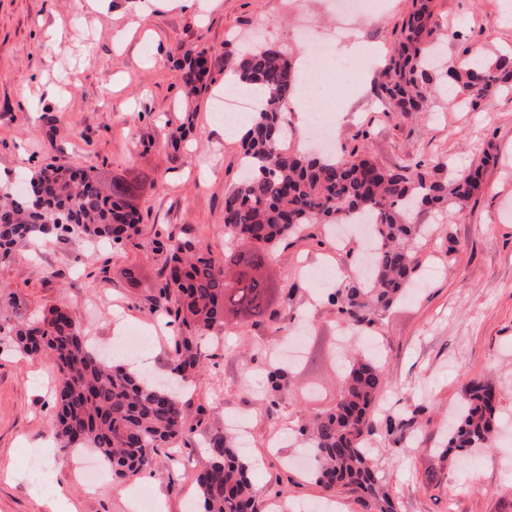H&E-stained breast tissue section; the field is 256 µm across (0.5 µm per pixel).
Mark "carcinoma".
<instances>
[{
    "instance_id": "cac0c4a2",
    "label": "carcinoma",
    "mask_w": 512,
    "mask_h": 512,
    "mask_svg": "<svg viewBox=\"0 0 512 512\" xmlns=\"http://www.w3.org/2000/svg\"><path fill=\"white\" fill-rule=\"evenodd\" d=\"M431 4L412 0L396 46L379 73L378 93L396 112H424L430 90L441 86L461 95L475 111L486 98L512 86V55L489 64L479 59L463 67H433L442 32ZM224 63L240 83L258 85L264 92L240 138L244 173L224 194V228L247 247L236 254L242 269L229 278L224 266L193 241L170 237L153 311L201 334L224 326L227 310L261 321L275 295L260 273L272 249L306 224H361L371 239L365 272L342 280L328 300L353 325L372 327L381 311L404 296L417 274L414 248L423 228L414 222V214L463 210L496 156L485 152L467 171L454 172L445 163L430 166L421 160L388 169L364 145L344 148L339 157L290 151L283 147L288 127L282 106L297 79L288 54L267 46L241 51L226 43ZM204 64L203 51L183 58L185 85L192 92L202 81ZM134 193L135 186L126 181H106L90 170L62 164L34 170L21 196L0 183V260L10 259L21 241L77 235L120 245L140 233ZM3 331L19 353H48L59 367L61 390L50 424L52 437L63 448L95 449L115 477L130 478L149 469L185 430L178 391L186 380L200 377L194 337L174 341L170 366L180 381L172 384L102 359L67 308L12 325L0 323ZM281 377L280 368L268 373L273 407L281 397ZM385 385L376 359L351 358L336 404L296 430L311 448L315 483L329 495L353 497L361 512H397L394 495L367 452ZM498 392L490 377L469 381L444 453L492 447ZM205 451L206 461L195 476L198 512H258V489L250 477L256 462L242 457L225 433L213 435Z\"/></svg>"
}]
</instances>
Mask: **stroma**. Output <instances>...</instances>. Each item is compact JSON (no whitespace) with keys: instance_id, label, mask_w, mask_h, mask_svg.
Segmentation results:
<instances>
[{"instance_id":"obj_1","label":"stroma","mask_w":512,"mask_h":512,"mask_svg":"<svg viewBox=\"0 0 512 512\" xmlns=\"http://www.w3.org/2000/svg\"><path fill=\"white\" fill-rule=\"evenodd\" d=\"M411 0H384L372 17L341 38L329 0H198L193 9L160 0H0V182L61 162L95 169L139 188L140 235L124 246H92L80 237L21 242L0 261V297L38 318L56 307L73 311L111 362H145L156 377L170 376L178 325L161 324L151 310L165 254L157 243L189 237L216 262L232 242L224 229V194L240 175L237 136L225 133L216 105L228 72L224 43L262 26L267 43L292 57L306 45L297 29L306 18L317 37L337 41L336 56L356 57L369 44L371 60L354 91L338 98L336 136L345 146L366 144L380 165L407 159L445 161L466 168L482 151L497 155L481 191L453 214L420 212L432 226L415 249L421 285L373 327L350 332L327 301L334 277L315 281L322 265L356 266L363 236L337 245L325 225H308L274 252L265 273L277 290L272 316L238 319L216 335L195 340L200 380L182 392L189 427L176 447L161 452L137 478L105 479L88 488L74 466L57 467L49 426L60 373L46 353L22 358L0 341V512H49L36 500L65 487L75 512H134L131 494L150 488L160 512H191L195 463L205 440L227 420L248 423L242 456L252 473L260 512L283 491L290 512H317L327 497L291 463L289 435L335 405L343 365L332 348L376 345L387 388L376 405L371 460L392 487L398 512H512V432L491 449L445 455L448 418L463 389L489 373L500 383V423L512 424V91L478 110L436 100L430 114L390 112L377 94L379 70ZM448 63L476 54L492 61L512 52V0H434ZM75 30L55 45L52 25ZM205 52L208 74L199 95L186 93L181 60ZM178 144L168 134L179 126ZM306 320L304 352L291 365V384L270 407L267 373L299 320ZM405 421L398 447L387 445L385 421ZM443 481L430 485V475Z\"/></svg>"}]
</instances>
